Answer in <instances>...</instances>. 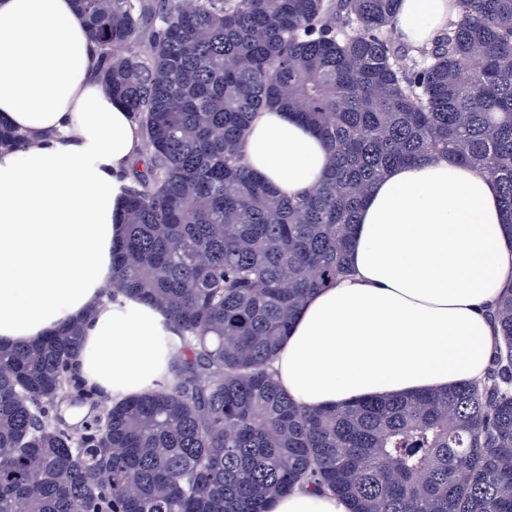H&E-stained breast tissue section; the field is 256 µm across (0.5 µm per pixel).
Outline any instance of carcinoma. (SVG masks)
Listing matches in <instances>:
<instances>
[{
	"instance_id": "obj_1",
	"label": "carcinoma",
	"mask_w": 512,
	"mask_h": 512,
	"mask_svg": "<svg viewBox=\"0 0 512 512\" xmlns=\"http://www.w3.org/2000/svg\"><path fill=\"white\" fill-rule=\"evenodd\" d=\"M455 2L403 69L399 0H74L143 140L107 296L163 310L183 349L172 384L103 406L70 376L81 322L0 345V512H269L309 486L351 512H512V277L477 381L311 411L273 379L304 300L351 272L390 167L486 173L512 234V0ZM266 108L327 145L302 197L246 166Z\"/></svg>"
}]
</instances>
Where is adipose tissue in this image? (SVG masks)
I'll use <instances>...</instances> for the list:
<instances>
[{
	"instance_id": "obj_1",
	"label": "adipose tissue",
	"mask_w": 512,
	"mask_h": 512,
	"mask_svg": "<svg viewBox=\"0 0 512 512\" xmlns=\"http://www.w3.org/2000/svg\"><path fill=\"white\" fill-rule=\"evenodd\" d=\"M449 0H401L396 35L422 47ZM101 58L73 0H0V121L25 138L0 145V344H33L83 323L77 377L118 403L172 382L181 339L158 310L108 300L112 249L140 126L99 82ZM249 168L281 194L309 193L329 151L287 112L255 113ZM495 181L448 158L388 169L360 210L352 273L310 295L274 363L308 409L445 388L481 378L495 348L488 317L512 272ZM270 512H349L297 488Z\"/></svg>"
}]
</instances>
